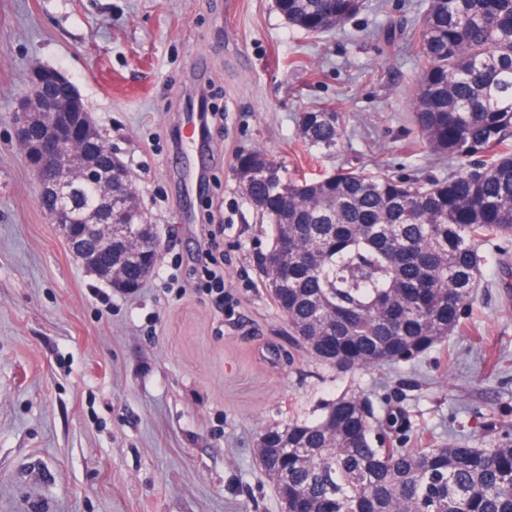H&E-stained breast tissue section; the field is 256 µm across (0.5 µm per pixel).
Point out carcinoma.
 <instances>
[{
    "instance_id": "cac0c4a2",
    "label": "carcinoma",
    "mask_w": 512,
    "mask_h": 512,
    "mask_svg": "<svg viewBox=\"0 0 512 512\" xmlns=\"http://www.w3.org/2000/svg\"><path fill=\"white\" fill-rule=\"evenodd\" d=\"M288 25L340 27L363 0H275ZM413 37L423 64L411 97L427 149L461 163L444 178L344 169L291 178L255 149L236 176L268 225L257 265L293 336L338 369L416 360L471 313L484 247L512 241V0H427ZM344 113H299L321 153L342 144ZM404 411L375 416L341 395L311 422L260 433L256 453L296 512H512V428L478 448L440 437L408 448Z\"/></svg>"
}]
</instances>
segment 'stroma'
<instances>
[{"instance_id":"1","label":"stroma","mask_w":512,"mask_h":512,"mask_svg":"<svg viewBox=\"0 0 512 512\" xmlns=\"http://www.w3.org/2000/svg\"><path fill=\"white\" fill-rule=\"evenodd\" d=\"M426 3L365 0L311 36L275 0H0V512H280L260 432L346 393L389 397L417 448L512 425V261L490 258L470 319L415 362L324 366L269 295V241L235 173L251 149L296 178L457 170L412 119ZM37 64L75 84L158 227L161 261L135 293L89 275L40 207L14 137ZM202 99L209 163L189 188L171 159L191 151L183 116ZM316 107L346 114L335 154L295 134Z\"/></svg>"}]
</instances>
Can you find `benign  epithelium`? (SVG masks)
<instances>
[{
  "instance_id": "benign-epithelium-1",
  "label": "benign epithelium",
  "mask_w": 512,
  "mask_h": 512,
  "mask_svg": "<svg viewBox=\"0 0 512 512\" xmlns=\"http://www.w3.org/2000/svg\"><path fill=\"white\" fill-rule=\"evenodd\" d=\"M15 140L21 148L39 189L57 202L48 215L62 233L87 273L111 284L125 283L132 267L142 268L147 278L155 266L143 261L139 224H114L104 221L97 208L72 217L71 201L81 184L92 182L99 196L110 203L114 177L122 174L126 184L133 183L124 161L111 146L101 151L93 147L96 125L76 86L55 69L38 65L33 68L28 93L15 110ZM123 208L148 219L135 189L120 197ZM121 237L127 244V256L112 258V240Z\"/></svg>"
}]
</instances>
